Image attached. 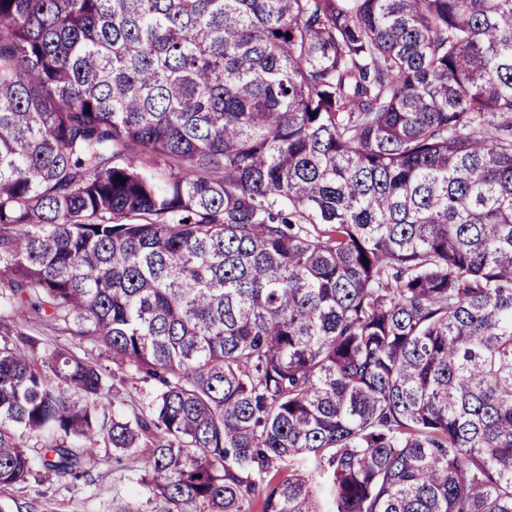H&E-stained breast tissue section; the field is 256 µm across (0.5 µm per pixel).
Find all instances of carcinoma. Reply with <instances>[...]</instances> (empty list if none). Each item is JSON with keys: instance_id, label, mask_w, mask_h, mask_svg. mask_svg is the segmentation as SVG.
Here are the masks:
<instances>
[{"instance_id": "obj_1", "label": "carcinoma", "mask_w": 512, "mask_h": 512, "mask_svg": "<svg viewBox=\"0 0 512 512\" xmlns=\"http://www.w3.org/2000/svg\"><path fill=\"white\" fill-rule=\"evenodd\" d=\"M34 436L112 512H512V0H0V491ZM22 331L42 339L46 349L66 348L72 350L80 357L88 358L91 361L98 362L103 368L108 367L112 371V362L100 349L92 347L89 344H79L78 338L63 334L53 326L46 325L35 320H23ZM114 394L116 396L113 399L112 404V391L109 397V401L106 402L105 412L107 415L112 416V413L116 414H129L133 409L140 406L142 399L147 391L152 388L151 383H121L118 378L114 380ZM116 390L118 392H116Z\"/></svg>"}]
</instances>
